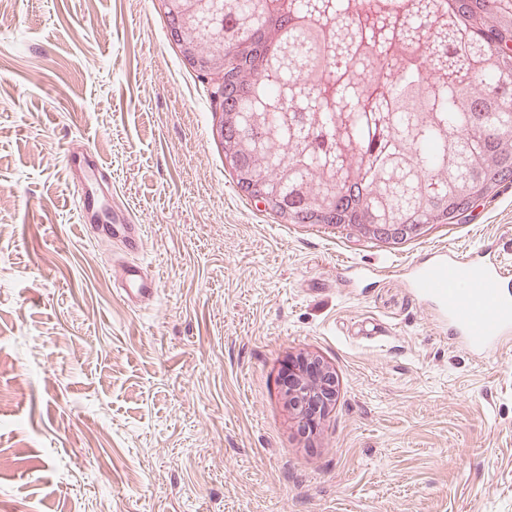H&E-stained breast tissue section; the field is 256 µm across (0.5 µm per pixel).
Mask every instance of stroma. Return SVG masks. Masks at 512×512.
<instances>
[{"label": "stroma", "mask_w": 512, "mask_h": 512, "mask_svg": "<svg viewBox=\"0 0 512 512\" xmlns=\"http://www.w3.org/2000/svg\"><path fill=\"white\" fill-rule=\"evenodd\" d=\"M154 0H0V512H512V343L479 358L404 268L512 265V186L397 245L241 198ZM146 227L132 308L67 152ZM308 350L336 408L304 443L278 380ZM120 281L123 295L130 305L141 307L155 299L156 280L149 276L140 264L130 262L123 265Z\"/></svg>", "instance_id": "1"}]
</instances>
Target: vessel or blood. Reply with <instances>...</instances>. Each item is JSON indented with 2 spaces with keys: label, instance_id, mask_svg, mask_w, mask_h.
<instances>
[{
  "label": "vessel or blood",
  "instance_id": "b4317fda",
  "mask_svg": "<svg viewBox=\"0 0 512 512\" xmlns=\"http://www.w3.org/2000/svg\"><path fill=\"white\" fill-rule=\"evenodd\" d=\"M66 164L79 193L84 227L101 240L121 239L128 252L142 251L141 227L132 222L129 212L112 205V192L98 177L102 168L98 157L70 153ZM433 255V262L415 279L418 293L435 303L440 318L448 321L465 348L484 357L496 353L512 338V266L444 247L434 249ZM120 281L132 306L148 304L156 296L157 283L140 264L123 265Z\"/></svg>",
  "mask_w": 512,
  "mask_h": 512
}]
</instances>
